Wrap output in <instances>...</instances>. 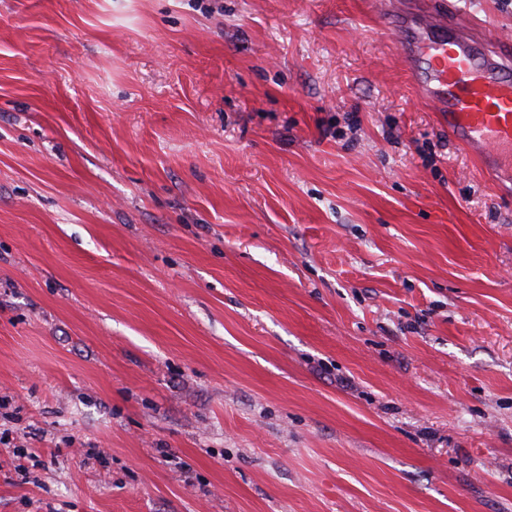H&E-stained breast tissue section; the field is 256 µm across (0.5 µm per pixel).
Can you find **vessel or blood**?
I'll use <instances>...</instances> for the list:
<instances>
[{"label":"vessel or blood","instance_id":"vessel-or-blood-1","mask_svg":"<svg viewBox=\"0 0 512 512\" xmlns=\"http://www.w3.org/2000/svg\"><path fill=\"white\" fill-rule=\"evenodd\" d=\"M398 28L418 94L496 171H512V53L487 46L474 22L431 9L399 13Z\"/></svg>","mask_w":512,"mask_h":512}]
</instances>
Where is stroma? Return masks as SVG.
I'll list each match as a JSON object with an SVG mask.
<instances>
[{
    "mask_svg": "<svg viewBox=\"0 0 512 512\" xmlns=\"http://www.w3.org/2000/svg\"><path fill=\"white\" fill-rule=\"evenodd\" d=\"M0 512H512V181L379 0H0Z\"/></svg>",
    "mask_w": 512,
    "mask_h": 512,
    "instance_id": "35a3bbf8",
    "label": "stroma"
}]
</instances>
